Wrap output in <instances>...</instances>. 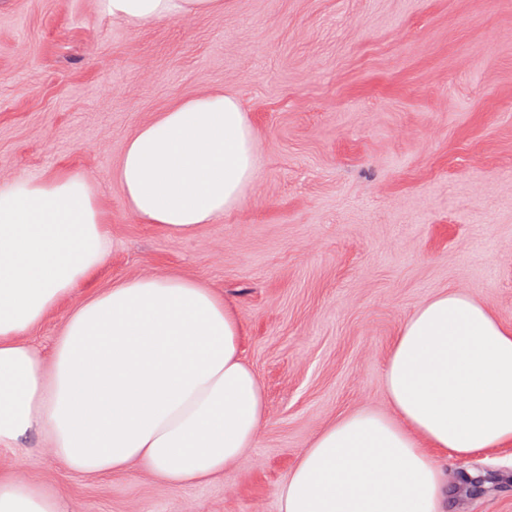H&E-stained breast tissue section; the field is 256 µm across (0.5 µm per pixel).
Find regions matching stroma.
<instances>
[{
	"mask_svg": "<svg viewBox=\"0 0 512 512\" xmlns=\"http://www.w3.org/2000/svg\"><path fill=\"white\" fill-rule=\"evenodd\" d=\"M215 92L255 131L245 203L190 237L141 223L112 179L127 139ZM72 172L94 182L110 256L26 340L50 351L73 302L112 283L194 279L237 309L267 422L206 484L72 473L35 435L0 474L72 512H280L324 428L388 410L389 348L421 303L458 290L512 327V0H224L134 28L100 0H0V181ZM435 459L446 512H512V444Z\"/></svg>",
	"mask_w": 512,
	"mask_h": 512,
	"instance_id": "1",
	"label": "stroma"
}]
</instances>
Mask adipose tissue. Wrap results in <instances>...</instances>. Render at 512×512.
<instances>
[{
	"mask_svg": "<svg viewBox=\"0 0 512 512\" xmlns=\"http://www.w3.org/2000/svg\"><path fill=\"white\" fill-rule=\"evenodd\" d=\"M222 0H102L144 22L210 13ZM260 171L247 112L231 94L185 99L127 140L112 179L141 222L189 236L239 208ZM110 240L82 174L0 183V451L43 437L66 471L139 465L180 488L223 477L267 419L241 321L179 275L134 277L79 300L50 354L28 343L105 265ZM389 411L364 407L314 439L278 491L280 512H444L432 453L512 443V328L460 291L402 324L383 371ZM0 512H67L50 487L0 478Z\"/></svg>",
	"mask_w": 512,
	"mask_h": 512,
	"instance_id": "ef3b65f1",
	"label": "adipose tissue"
}]
</instances>
